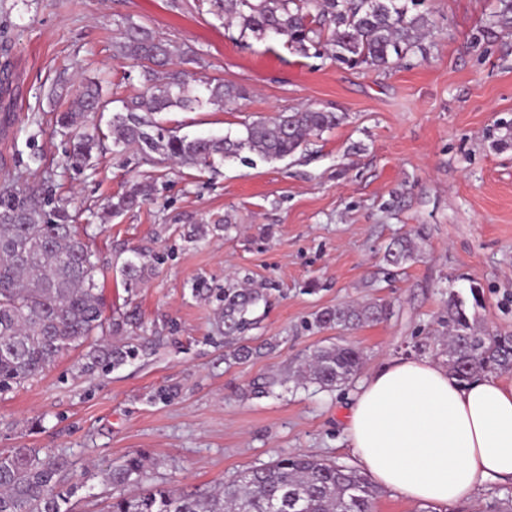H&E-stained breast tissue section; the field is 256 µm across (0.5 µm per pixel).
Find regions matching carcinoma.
<instances>
[{"instance_id":"1","label":"carcinoma","mask_w":512,"mask_h":512,"mask_svg":"<svg viewBox=\"0 0 512 512\" xmlns=\"http://www.w3.org/2000/svg\"><path fill=\"white\" fill-rule=\"evenodd\" d=\"M236 22L241 32L261 37L284 36L302 55L325 52L351 68L388 72L414 53L431 33L427 13L417 10L422 0H209ZM512 30V0H498L482 31L494 38ZM126 56L144 67L146 88L125 102L112 116V144L120 153L135 148L145 155L212 168L227 160H246L252 153L266 160L288 157L308 138L336 127L335 112L304 108L281 112L271 119L244 125V131L222 138H190L164 129L153 120L157 112L193 111L227 106L244 91L219 80L185 79L173 72L158 81L155 67L174 56L171 47L143 24L130 22L123 31ZM104 107L101 86L88 83L77 97L75 111L60 112L56 126L71 134L68 155L78 167L100 148L95 134L82 130L88 115ZM152 185L139 183L108 200V215L130 210L149 199ZM66 205L45 211L32 194L0 192V391L44 371L74 343L104 331L106 319L95 280L96 264L88 245L73 231ZM415 259L411 238L395 239L384 260L395 267ZM145 255L133 252L122 266L124 284L138 287L147 278ZM268 301L267 288L224 287V345L227 357L242 361L253 354L246 333L255 320L253 309ZM390 304L328 308L316 323L322 329H350L377 323L389 314ZM475 315L457 293L448 298V370L461 382L486 372L512 371V334L480 333ZM127 345L103 341L85 354V371L100 365L118 368L134 358ZM361 364L351 344L319 346L300 374L303 384L333 388L348 382ZM72 467L67 456L40 453L35 448L0 452V512H75L71 492L61 489ZM146 479L145 460L130 456L104 470L114 489L140 485ZM378 489L361 472L307 455L281 457L272 463L240 472L205 494L176 493L148 487L133 496L112 497L107 512H375Z\"/></svg>"}]
</instances>
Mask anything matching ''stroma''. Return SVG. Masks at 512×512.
<instances>
[{
    "mask_svg": "<svg viewBox=\"0 0 512 512\" xmlns=\"http://www.w3.org/2000/svg\"><path fill=\"white\" fill-rule=\"evenodd\" d=\"M497 0H425L435 27L422 53L389 72L301 55L284 40L243 38L208 0H0V187L18 184L65 202L94 252L104 316L132 314L119 341L139 349L117 368L81 369L85 346L64 350L38 376L0 393V452L44 448L72 461L63 489L81 512H104L113 490L101 473L125 456L154 465L146 483L206 492L248 468L289 455L355 467L345 417L361 383L390 359L445 364L450 293L479 294V326L512 332V33L474 43ZM181 48L178 70L242 87L231 107L156 116L177 135L221 136L281 112L313 107L342 121L281 160L227 161L211 170L130 149L115 153L109 123L143 86L121 51L127 22ZM101 82L107 108L90 116L103 149L66 163L56 113L79 86ZM151 181L152 199L117 216L107 199ZM219 230L195 242V225ZM410 236L418 257L383 260ZM142 251L145 285L122 283ZM269 288L249 335L258 352L226 358L220 295L231 279ZM205 283L210 295L197 294ZM387 301L378 323L318 329L317 314ZM356 345L346 384L300 387L319 346ZM267 383L270 393H256ZM512 483L490 481L453 508L381 490L376 512H497Z\"/></svg>",
    "mask_w": 512,
    "mask_h": 512,
    "instance_id": "stroma-1",
    "label": "stroma"
}]
</instances>
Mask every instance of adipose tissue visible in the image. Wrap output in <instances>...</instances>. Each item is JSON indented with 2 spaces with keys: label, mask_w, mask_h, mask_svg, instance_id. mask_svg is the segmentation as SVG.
<instances>
[{
  "label": "adipose tissue",
  "mask_w": 512,
  "mask_h": 512,
  "mask_svg": "<svg viewBox=\"0 0 512 512\" xmlns=\"http://www.w3.org/2000/svg\"><path fill=\"white\" fill-rule=\"evenodd\" d=\"M345 431L364 473L409 500L451 507L512 483V383L493 376L462 383L427 359L392 361L361 386Z\"/></svg>",
  "instance_id": "1"
}]
</instances>
